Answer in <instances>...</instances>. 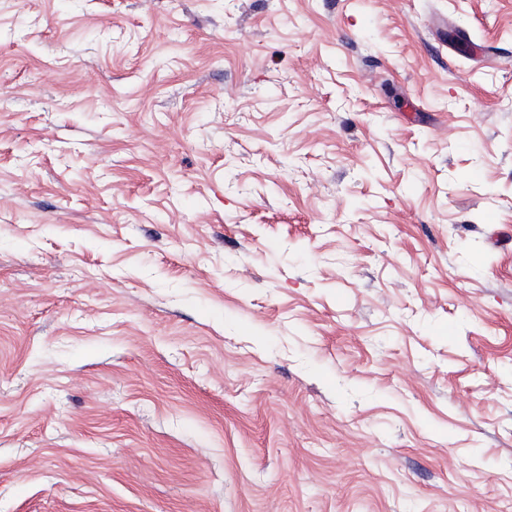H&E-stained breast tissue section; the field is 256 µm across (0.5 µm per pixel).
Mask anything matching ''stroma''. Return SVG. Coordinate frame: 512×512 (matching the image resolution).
Segmentation results:
<instances>
[{"mask_svg": "<svg viewBox=\"0 0 512 512\" xmlns=\"http://www.w3.org/2000/svg\"><path fill=\"white\" fill-rule=\"evenodd\" d=\"M0 512H512V0H0Z\"/></svg>", "mask_w": 512, "mask_h": 512, "instance_id": "35a3bbf8", "label": "stroma"}]
</instances>
